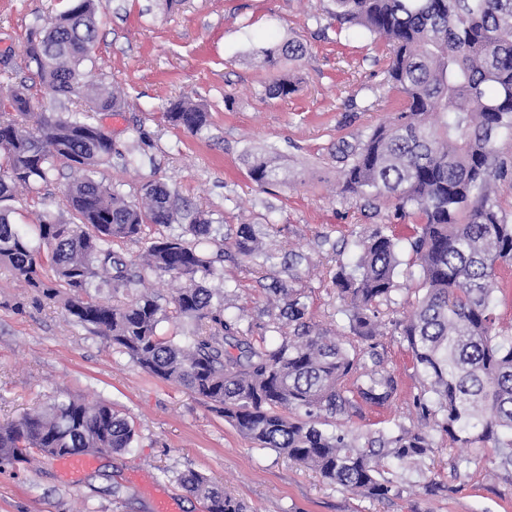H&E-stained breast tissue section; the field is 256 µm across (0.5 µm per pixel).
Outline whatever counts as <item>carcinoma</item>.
I'll return each instance as SVG.
<instances>
[{
  "label": "carcinoma",
  "mask_w": 512,
  "mask_h": 512,
  "mask_svg": "<svg viewBox=\"0 0 512 512\" xmlns=\"http://www.w3.org/2000/svg\"><path fill=\"white\" fill-rule=\"evenodd\" d=\"M331 15L391 47L387 68L404 107L355 145L340 148L346 166L342 190L392 203L394 215L417 216L409 243L423 273V294L404 320L394 321L422 375L417 400L436 426L461 448L475 449L466 463L482 461L512 470V336L495 328L493 285L512 267V224L491 184L507 173L495 138L512 130V0H332ZM94 0H72L26 54L42 81L58 96L75 92L87 57L82 43L96 38ZM270 65L305 55L297 40L263 48ZM98 110L121 107V98L95 89ZM167 121L193 135L207 113L189 100L170 104ZM114 151L101 126L77 114L32 111L23 89L0 108V201L15 188L49 180L55 162L82 171L66 198L79 219L68 224L43 218L34 235L22 232L0 209V266L48 300L60 301L76 323L91 327L126 353L143 371L174 382L215 405L244 438L301 463L329 484L384 499L394 491L387 463L411 469L431 452L430 435L398 425L360 439L320 425L350 404L349 395L383 407L398 395L396 378L381 367L372 341L381 335L378 307L397 289L398 238L378 228L358 243L354 265L341 263L335 284L346 300L350 333L369 343L352 353L305 320L306 307L293 289L274 285L278 318L293 326L276 345H256L241 319L225 315L224 290L203 285L220 275L199 246L210 239L213 219L197 212L180 223L179 198L165 185L148 184L131 201L96 178ZM275 156L255 155L249 173L260 186L279 180ZM180 224V231L153 240L139 270L112 249L134 239L146 224ZM236 252H259L258 235L243 224ZM66 291L47 284L43 262ZM183 277L188 285L163 304L148 292L129 293L144 275ZM126 301L93 298L99 283ZM192 324L185 341L166 336L170 315ZM354 376L352 387L343 382ZM136 439L134 425L107 403L88 405L68 396L21 419L0 425V462L28 463L100 448L122 453ZM176 482L206 504V512H247V505L188 469Z\"/></svg>",
  "instance_id": "carcinoma-1"
}]
</instances>
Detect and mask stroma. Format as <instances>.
I'll list each match as a JSON object with an SVG mask.
<instances>
[{
    "label": "stroma",
    "instance_id": "stroma-1",
    "mask_svg": "<svg viewBox=\"0 0 512 512\" xmlns=\"http://www.w3.org/2000/svg\"><path fill=\"white\" fill-rule=\"evenodd\" d=\"M97 48L83 66L87 82L118 92L120 111L101 112L85 94L54 95L25 49L29 38L67 10L71 0H0V94L26 87L35 112H81L103 126L118 149L97 176L132 200L143 184L167 185L189 211L213 219L216 255L240 225L260 232L263 253L225 255L210 288L228 291L227 313L241 317L254 339L280 343L269 288L289 283L308 306L312 324L335 334L352 351L363 343L349 333L344 302L332 277L352 262L356 243L374 229L400 235L401 263L392 302L382 321L407 316L421 294L422 276L407 237L411 220L397 219L387 202L341 190L339 144L357 143L387 123L403 105L387 83L390 47L357 29L338 28L331 0H95ZM302 42L296 62L264 65L261 48ZM297 90L269 96L275 79ZM201 105L209 126L199 135L170 125L164 112L175 100ZM279 156L283 179L259 186L248 173L250 154ZM76 169L58 164L50 183L17 189L1 203L16 223L45 215L72 221L62 189ZM302 254L296 277L284 266ZM376 351L399 385L396 399L375 408L353 399L324 428L375 435L401 424L428 432L433 452L421 469L403 472L389 497L370 499L324 482L314 471L244 439L217 408L183 387L150 376L91 328L75 323L60 305L0 268V424L55 398L75 395L105 402L134 424L133 448L94 454L80 472L54 458L0 465V512H155L150 495H172L177 512H205L203 503L169 480L193 469L250 512H512V471L469 463L470 449L452 445L434 420L420 416L414 398L422 376L402 337L386 331Z\"/></svg>",
    "mask_w": 512,
    "mask_h": 512
}]
</instances>
